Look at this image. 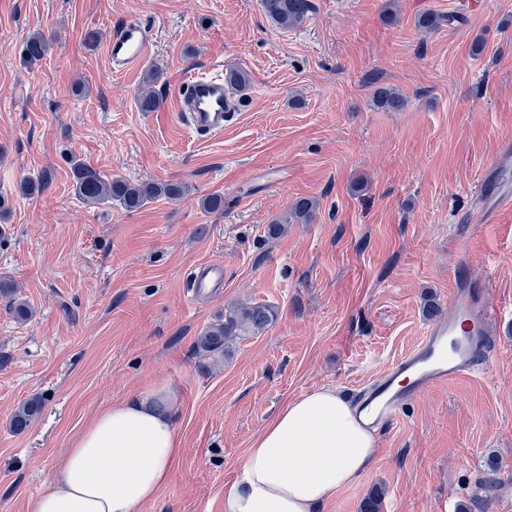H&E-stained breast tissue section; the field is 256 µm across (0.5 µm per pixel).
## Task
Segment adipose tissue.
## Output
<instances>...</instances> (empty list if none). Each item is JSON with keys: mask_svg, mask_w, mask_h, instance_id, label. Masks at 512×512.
Here are the masks:
<instances>
[{"mask_svg": "<svg viewBox=\"0 0 512 512\" xmlns=\"http://www.w3.org/2000/svg\"><path fill=\"white\" fill-rule=\"evenodd\" d=\"M165 385L108 405L73 442L27 512H137L170 479L182 453ZM378 440L331 387L286 402L257 434L224 512H318L370 468Z\"/></svg>", "mask_w": 512, "mask_h": 512, "instance_id": "1", "label": "adipose tissue"}]
</instances>
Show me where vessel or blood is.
Instances as JSON below:
<instances>
[{
    "label": "vessel or blood",
    "instance_id": "b4317fda",
    "mask_svg": "<svg viewBox=\"0 0 512 512\" xmlns=\"http://www.w3.org/2000/svg\"><path fill=\"white\" fill-rule=\"evenodd\" d=\"M152 38L146 26L128 21L113 32L106 56L113 72L138 69L147 59ZM238 110L233 92L223 76H192L177 102L182 123L197 135L216 138ZM512 175V143L504 142L495 161L483 169L477 194L484 203L483 218L492 220L499 211L512 208V190L501 184ZM224 285V266L205 262L196 266L190 283L196 293L211 292ZM452 314L429 325L421 341L395 359L370 382L356 400L360 412L375 427L400 418L404 406L417 395L450 380L480 371L494 351L497 340L490 329L495 306L485 284L462 272L452 275Z\"/></svg>",
    "mask_w": 512,
    "mask_h": 512
}]
</instances>
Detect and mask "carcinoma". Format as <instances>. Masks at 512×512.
<instances>
[{"instance_id":"cac0c4a2","label":"carcinoma","mask_w":512,"mask_h":512,"mask_svg":"<svg viewBox=\"0 0 512 512\" xmlns=\"http://www.w3.org/2000/svg\"><path fill=\"white\" fill-rule=\"evenodd\" d=\"M264 11L270 21L281 29H289L304 23L312 10L310 0H262ZM443 16L426 12L417 20V26L425 33L437 30ZM48 39L41 32L32 34L25 43L24 55L30 61L41 60L47 51ZM159 79L155 71L146 74L137 94L140 111L154 112L159 107V98L153 85ZM225 81L239 92L246 90L249 76L241 70H230ZM376 105L396 112L407 105V99L392 87L378 86L373 91ZM73 187L76 195L88 205L116 203L126 211L141 209L159 197L178 200L186 193L181 182H159L153 179L129 182L121 178H110L100 170L86 163L76 162L72 168ZM318 204L310 198L298 199L292 208L296 224H309L316 215ZM273 309L265 304L239 301L224 308V313L206 326L194 343V350L200 356L213 357L224 354L229 346L243 336H257L274 321ZM41 410V401L30 399L15 411L11 426L16 433L23 432Z\"/></svg>"}]
</instances>
